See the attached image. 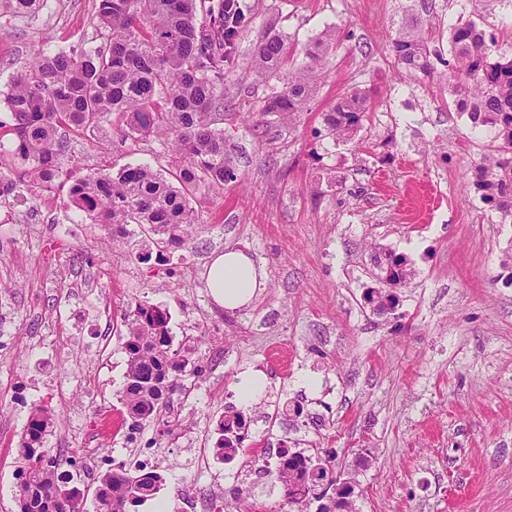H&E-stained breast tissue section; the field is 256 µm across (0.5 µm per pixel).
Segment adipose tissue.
Segmentation results:
<instances>
[{
    "mask_svg": "<svg viewBox=\"0 0 512 512\" xmlns=\"http://www.w3.org/2000/svg\"><path fill=\"white\" fill-rule=\"evenodd\" d=\"M264 266L243 250L225 248L212 256L206 271V286L213 300L228 310L249 305L267 285Z\"/></svg>",
    "mask_w": 512,
    "mask_h": 512,
    "instance_id": "adipose-tissue-1",
    "label": "adipose tissue"
}]
</instances>
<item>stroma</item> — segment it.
Here are the masks:
<instances>
[{
	"label": "stroma",
	"mask_w": 512,
	"mask_h": 512,
	"mask_svg": "<svg viewBox=\"0 0 512 512\" xmlns=\"http://www.w3.org/2000/svg\"><path fill=\"white\" fill-rule=\"evenodd\" d=\"M251 22L224 79V135L237 180L202 192L192 242L165 264L142 262L149 235L125 242L84 220L70 186L94 169L166 165L163 138L123 139L112 126L71 134L59 178L24 180L15 217L0 223V512H19L16 447L31 406L57 423L51 448L86 445L82 419L123 414L125 316L136 303L170 315L173 348L198 325L182 376L186 436L170 439L165 415L126 435L101 437L116 459L157 449L158 495L183 480L219 481L230 512H279L284 491L266 474L235 479L236 463L195 472L192 448L215 442L226 411L245 408L263 450L286 436L328 457L354 481L358 512H512V222L481 202L473 182L492 133L472 130L449 103L446 68L400 79L391 40L407 6L442 18L433 48L449 54L458 18L493 31L512 54V0H245ZM95 0H40L19 13L0 0V93L44 41L94 43ZM333 25L345 37L329 53L307 107L289 120L244 123L281 91L249 68L265 30L301 49ZM366 91L371 110L350 140L328 133L338 97ZM232 246L268 273L253 303L228 310L209 296L204 272ZM405 255L400 304L380 312L365 296L383 287L378 260ZM261 372L249 406L238 384ZM303 408L265 435L273 404Z\"/></svg>",
	"instance_id": "35a3bbf8"
}]
</instances>
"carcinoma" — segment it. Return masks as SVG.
<instances>
[{
  "label": "carcinoma",
  "instance_id": "obj_1",
  "mask_svg": "<svg viewBox=\"0 0 512 512\" xmlns=\"http://www.w3.org/2000/svg\"><path fill=\"white\" fill-rule=\"evenodd\" d=\"M199 10L208 18L202 27L196 25ZM248 20L241 15L231 28L224 27V0H97L94 23L101 43L42 48L13 80L7 105L14 120V155L28 165L24 174L45 183L58 177L69 130H100L116 118L125 139L162 131L171 146L172 180L149 166L126 165L115 173L85 174L70 194L90 223L112 226L114 239L123 238L131 224L147 228L157 236L158 261L168 246L189 244L197 194L237 178L221 127L224 74L234 67L237 41ZM449 29L451 59L444 65L456 110L468 115L473 129L496 130L476 186L489 208L512 218V59L498 55L495 36H486L471 20L459 19ZM431 33V20L421 14L402 18L392 47L407 72L432 69ZM328 45H340L334 26L325 28L322 40L304 47L300 64L290 65L288 45L278 35L265 32L258 38L252 55L256 76L280 74L284 81L262 114L276 112L286 119L302 111L326 63ZM368 112L369 94L348 92L324 113L325 125L343 140L362 127ZM384 264L386 287L366 294L378 310L398 305L395 290L409 275L407 260L399 254L387 253ZM167 324L168 311L141 303L125 321L121 403L133 426L167 408L180 390L185 363L171 349ZM249 423L242 411L225 415L217 447L243 441ZM53 424L47 408H31L18 448L20 512H82L81 493L69 485L59 472V458L45 447ZM261 471L283 486L289 512H304L315 488L340 479L325 466L310 474L293 457ZM158 488L151 473L136 477L109 470L100 480L97 512H129Z\"/></svg>",
  "mask_w": 512,
  "mask_h": 512
}]
</instances>
